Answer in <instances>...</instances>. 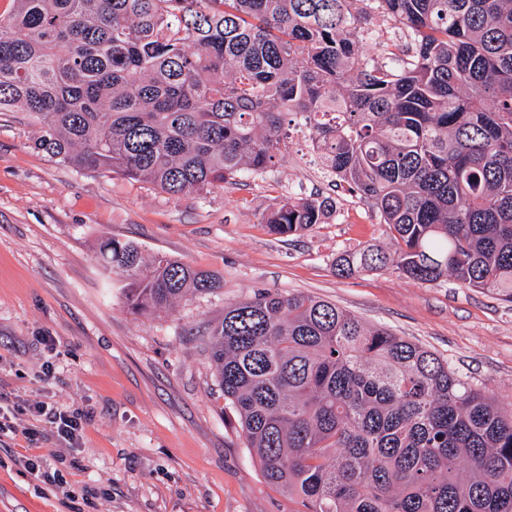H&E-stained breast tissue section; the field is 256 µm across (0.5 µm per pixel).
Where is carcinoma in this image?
Wrapping results in <instances>:
<instances>
[{
	"label": "carcinoma",
	"mask_w": 512,
	"mask_h": 512,
	"mask_svg": "<svg viewBox=\"0 0 512 512\" xmlns=\"http://www.w3.org/2000/svg\"><path fill=\"white\" fill-rule=\"evenodd\" d=\"M0 14V110L34 148L172 196L260 177L283 121L322 172L388 227L340 277L450 276L512 303V0H368L407 47L361 48L359 0H12ZM336 208L287 197L264 221L302 236ZM99 252L128 309L221 288L133 241ZM206 351L265 481L306 512H512V403L448 361L319 297L258 290Z\"/></svg>",
	"instance_id": "carcinoma-1"
}]
</instances>
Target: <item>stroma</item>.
Returning <instances> with one entry per match:
<instances>
[{"label":"stroma","instance_id":"stroma-1","mask_svg":"<svg viewBox=\"0 0 512 512\" xmlns=\"http://www.w3.org/2000/svg\"><path fill=\"white\" fill-rule=\"evenodd\" d=\"M285 158L260 177L174 197L38 152L39 125L0 112V404L36 402L90 422L77 445L41 434L0 440V512H304L266 483L245 448L201 344L226 306L256 290L320 297L446 359L478 386L512 396V304L448 278L391 270L338 277V255L387 240L358 198L322 173L312 136L285 129ZM336 202L301 237L270 233L285 197ZM133 241L217 274L216 293L150 316L124 305L102 237ZM36 460L65 489L34 477Z\"/></svg>","mask_w":512,"mask_h":512}]
</instances>
